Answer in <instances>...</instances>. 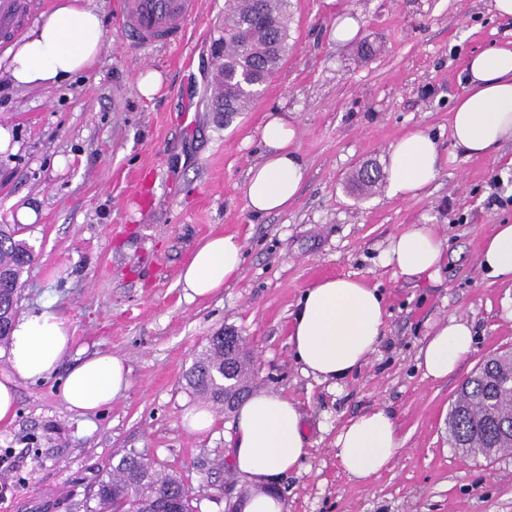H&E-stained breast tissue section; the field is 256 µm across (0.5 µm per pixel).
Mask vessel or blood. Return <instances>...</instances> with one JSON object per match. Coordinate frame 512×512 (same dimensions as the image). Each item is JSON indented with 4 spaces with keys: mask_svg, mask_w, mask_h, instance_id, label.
<instances>
[{
    "mask_svg": "<svg viewBox=\"0 0 512 512\" xmlns=\"http://www.w3.org/2000/svg\"><path fill=\"white\" fill-rule=\"evenodd\" d=\"M200 0H118L119 22L126 37L140 46L182 43L186 21ZM24 0H0V29L14 27L24 16Z\"/></svg>",
    "mask_w": 512,
    "mask_h": 512,
    "instance_id": "b4317fda",
    "label": "vessel or blood"
}]
</instances>
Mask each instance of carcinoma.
<instances>
[{"instance_id":"cac0c4a2","label":"carcinoma","mask_w":512,"mask_h":512,"mask_svg":"<svg viewBox=\"0 0 512 512\" xmlns=\"http://www.w3.org/2000/svg\"><path fill=\"white\" fill-rule=\"evenodd\" d=\"M290 0H224V62L218 67L224 96L214 108L245 112L288 54ZM34 248L14 224H0V346H9L23 274ZM252 358L243 337L217 332L194 356L184 380L191 393L224 407V393L249 392ZM448 435L465 458L492 459L512 451V353L480 364L448 412ZM93 496L99 512H194L191 489L175 474L135 454L123 455Z\"/></svg>"}]
</instances>
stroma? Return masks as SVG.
I'll list each match as a JSON object with an SVG mask.
<instances>
[{"label":"stroma","instance_id":"1","mask_svg":"<svg viewBox=\"0 0 512 512\" xmlns=\"http://www.w3.org/2000/svg\"><path fill=\"white\" fill-rule=\"evenodd\" d=\"M105 21L95 65L59 87L0 85V224L34 245L19 315L50 309L69 325L72 351L46 378L19 381L16 415L0 423V512H96L91 492L127 451L180 476L196 512H227L247 485L223 466L233 416L189 433L198 401L184 375L219 331L243 336L254 391L288 397L302 415L310 455L278 485L286 512H512V452L462 457L448 441V410L483 360L512 349V282L485 277L479 256L492 225L512 224V142L470 158L455 148L450 113L469 56L512 46V19L491 0H290L288 54L247 112L211 101L224 35V0H201L180 46L131 45L118 0H93ZM358 14L359 37L331 38L338 11ZM146 69L162 76L152 98ZM298 126L308 174L286 211L253 217L247 172L260 160L268 112ZM421 129L446 163L427 195L362 194L361 167L385 168L392 145ZM30 209L33 222H21ZM433 227L444 259L434 278L408 281L383 267L397 233ZM238 234V277L206 299L177 279L214 231ZM367 279L388 317L360 371L331 387L305 376L288 342L304 292L325 276ZM465 318L474 349L443 381L425 377L419 352L448 318ZM124 357L130 386L100 413L80 415L61 396L68 369L93 353ZM389 410L403 445L389 467L360 481L339 467L334 441L349 418Z\"/></svg>","mask_w":512,"mask_h":512}]
</instances>
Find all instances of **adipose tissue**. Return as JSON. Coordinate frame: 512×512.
Wrapping results in <instances>:
<instances>
[{"label":"adipose tissue","instance_id":"1","mask_svg":"<svg viewBox=\"0 0 512 512\" xmlns=\"http://www.w3.org/2000/svg\"><path fill=\"white\" fill-rule=\"evenodd\" d=\"M105 47L102 16L91 0H55L45 18L27 29L0 56V78L19 89L57 87L91 68ZM466 88L450 116L451 137L466 156L482 157L512 141V48H493L471 57ZM265 150L250 167L245 195L257 217L287 210L306 179L307 168L295 144L298 128L287 115L270 113L261 128ZM444 163L436 142L419 130L404 133L392 146L387 167V197L410 200L426 195ZM244 243L216 233L202 241L179 275L188 297L205 298L240 271ZM443 258V243L426 224L395 236L382 258L399 276L432 275ZM486 277L512 281V224L495 225L482 246ZM387 311L378 289L352 276L328 277L307 288L298 303L290 344L304 374L334 383L366 363L380 341ZM72 336L54 312L19 318L12 331L11 374L0 380V422L11 421L16 379L39 380L69 354ZM473 335L466 320L452 317L439 325L420 351L426 377L441 380L471 353ZM123 357L92 355L71 367L61 396L69 409L89 415L129 387ZM335 456L342 470L366 480L393 461L402 446L397 426L385 408L350 418L339 430ZM310 450L301 414L287 397L273 391L251 395L235 414L231 464L248 483L239 512H284L277 484L300 469Z\"/></svg>","mask_w":512,"mask_h":512}]
</instances>
